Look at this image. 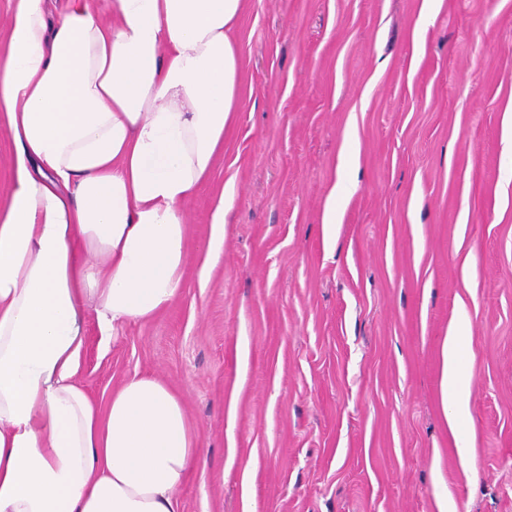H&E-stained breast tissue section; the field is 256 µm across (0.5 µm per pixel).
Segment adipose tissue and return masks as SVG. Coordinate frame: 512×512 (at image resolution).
<instances>
[{"mask_svg": "<svg viewBox=\"0 0 512 512\" xmlns=\"http://www.w3.org/2000/svg\"><path fill=\"white\" fill-rule=\"evenodd\" d=\"M85 0L51 21L13 0L0 127L14 146L0 211V512H181L199 435L163 380L135 375L99 411L77 380L93 302L103 342L181 294L182 205L236 112L243 0ZM441 348L450 426L469 414L461 345Z\"/></svg>", "mask_w": 512, "mask_h": 512, "instance_id": "ef3b65f1", "label": "adipose tissue"}]
</instances>
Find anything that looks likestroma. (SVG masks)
<instances>
[{
    "label": "stroma",
    "instance_id": "35a3bbf8",
    "mask_svg": "<svg viewBox=\"0 0 512 512\" xmlns=\"http://www.w3.org/2000/svg\"><path fill=\"white\" fill-rule=\"evenodd\" d=\"M233 38L234 129L184 207V288L106 347L88 318L81 386L101 408L136 374L182 395L183 512H512V0H245ZM461 305L465 461L440 387ZM226 213L227 207L224 203L223 191V193L220 196L212 221L210 249L215 253H218L224 244V217Z\"/></svg>",
    "mask_w": 512,
    "mask_h": 512
}]
</instances>
